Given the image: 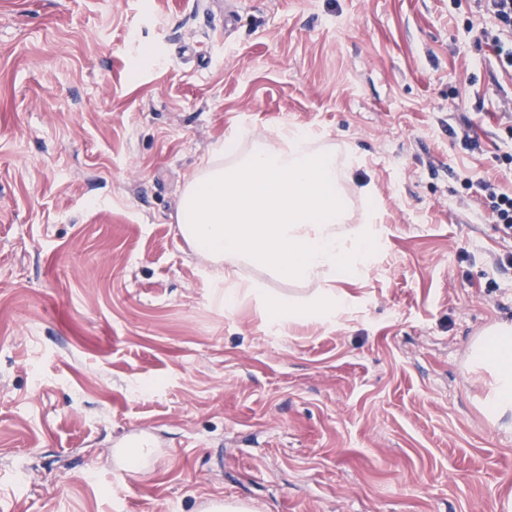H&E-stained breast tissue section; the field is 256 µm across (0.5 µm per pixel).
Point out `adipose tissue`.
<instances>
[{
    "label": "adipose tissue",
    "mask_w": 512,
    "mask_h": 512,
    "mask_svg": "<svg viewBox=\"0 0 512 512\" xmlns=\"http://www.w3.org/2000/svg\"><path fill=\"white\" fill-rule=\"evenodd\" d=\"M315 136L296 126L254 141L246 153L219 145L187 179L177 211L182 236L206 262L224 302L240 292L233 268L246 262L297 281L307 296L266 298L271 328L300 320L337 324L351 311L341 282L358 280L380 246L376 216L347 226L343 171L332 151L313 149ZM469 365L489 373L482 406L490 422L512 417V324L497 323L472 343Z\"/></svg>",
    "instance_id": "1"
}]
</instances>
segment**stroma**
<instances>
[{
	"mask_svg": "<svg viewBox=\"0 0 512 512\" xmlns=\"http://www.w3.org/2000/svg\"><path fill=\"white\" fill-rule=\"evenodd\" d=\"M476 0H0V512H512V74ZM317 131L382 240L341 325L225 310L181 236L226 137ZM140 432L148 471H110ZM479 189L486 193L488 215L494 224H500L505 233L512 231V190H502L490 181L478 182ZM469 365L491 377L482 406L488 420L498 423L512 417V324L496 323L472 343Z\"/></svg>",
	"mask_w": 512,
	"mask_h": 512,
	"instance_id": "obj_1",
	"label": "stroma"
}]
</instances>
